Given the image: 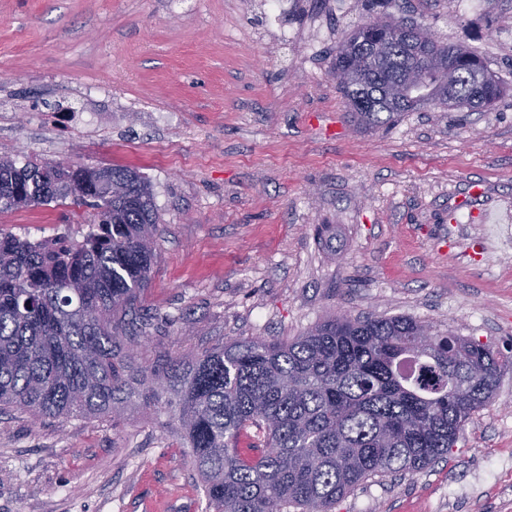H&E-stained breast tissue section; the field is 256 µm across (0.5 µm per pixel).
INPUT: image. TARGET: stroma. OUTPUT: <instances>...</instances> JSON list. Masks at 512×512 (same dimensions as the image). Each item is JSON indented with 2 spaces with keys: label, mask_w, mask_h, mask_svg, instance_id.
I'll return each mask as SVG.
<instances>
[{
  "label": "stroma",
  "mask_w": 512,
  "mask_h": 512,
  "mask_svg": "<svg viewBox=\"0 0 512 512\" xmlns=\"http://www.w3.org/2000/svg\"><path fill=\"white\" fill-rule=\"evenodd\" d=\"M389 13L485 58L484 112L359 129L337 44ZM294 32L292 41L282 31ZM0 157L128 166L151 183L158 262L134 372L227 340L291 341L330 314L408 315L512 347V0H0ZM483 194L459 201L470 182ZM80 208L0 214L32 240ZM512 370L446 460L367 482L331 512H512ZM0 512H209L167 409L32 421L0 412Z\"/></svg>",
  "instance_id": "1"
}]
</instances>
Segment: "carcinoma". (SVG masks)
<instances>
[{
	"label": "carcinoma",
	"instance_id": "obj_1",
	"mask_svg": "<svg viewBox=\"0 0 512 512\" xmlns=\"http://www.w3.org/2000/svg\"><path fill=\"white\" fill-rule=\"evenodd\" d=\"M355 28L333 74L356 125L404 113L493 107L502 87L488 62L442 45L419 64L421 26ZM66 163L0 157V212L86 206L88 233L31 242L0 232V410L33 419L97 417L118 402L164 405L184 430L189 462L213 512H331L363 483L419 472L448 457L495 392L512 353L407 316L333 314L293 341L234 340L150 368L133 386L116 351L157 263L150 182L129 168L103 181L87 169L71 197ZM252 439L248 452L242 437Z\"/></svg>",
	"mask_w": 512,
	"mask_h": 512
}]
</instances>
